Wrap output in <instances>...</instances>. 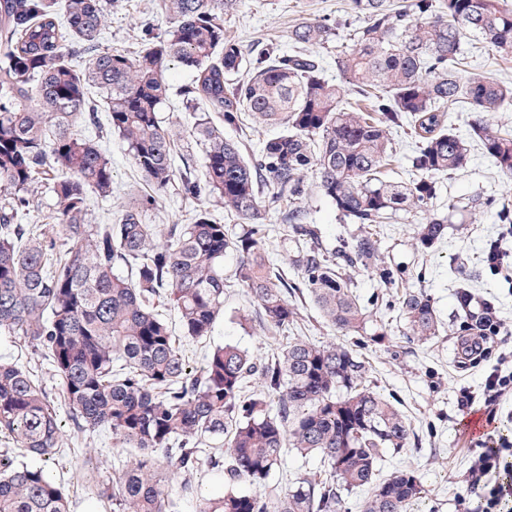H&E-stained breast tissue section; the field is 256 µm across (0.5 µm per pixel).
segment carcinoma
<instances>
[{
    "label": "carcinoma",
    "mask_w": 512,
    "mask_h": 512,
    "mask_svg": "<svg viewBox=\"0 0 512 512\" xmlns=\"http://www.w3.org/2000/svg\"><path fill=\"white\" fill-rule=\"evenodd\" d=\"M116 2L64 0L59 9L57 0H0V336L48 361L77 430L108 429L129 448L98 492L112 512H177L162 470L187 487L204 466L225 489L200 500L198 512H345V497L363 488L364 512H408L422 494L417 475L376 476L384 451L406 450L409 424L366 385L353 349L294 337L258 365L224 343L194 371L180 342L210 336L224 312L229 250L239 253L233 280L256 299L267 329L296 321L291 285L265 249L274 204L285 207L299 243L293 265L321 316L365 332L367 305L298 205L308 191L300 173L314 169L316 188L346 223L384 224L402 213L419 219L418 242L432 248L458 210L450 200L448 213L435 211V177L464 169L472 142L512 176V128L499 120L512 111V84L470 71L463 48L473 36L512 57V11L502 0H347L344 19L296 24L285 52L247 48L226 33L224 16L240 0H162L169 25L160 34L145 26L140 49L127 53L99 43ZM332 41L339 81L318 53ZM172 62L193 74L181 97L198 111L202 179L177 168L173 131L159 116L172 97ZM453 111L468 113L466 132ZM245 114L277 129L251 157L224 138ZM102 120L152 189L114 224L87 220L90 197L112 198V159L75 130ZM403 125L415 139L412 177L387 178L393 130ZM38 183L59 211L54 223L30 228L20 219ZM174 185L187 198L222 200L244 228L206 210L188 224L144 223ZM378 261L377 241L360 233L346 262ZM400 317L421 340L439 330L422 290L402 295ZM254 373L263 390L246 393ZM60 436L43 384L0 358V439L12 444L0 448V512H70L64 487L42 467L62 454ZM290 451L316 455L320 469L263 496L235 489L266 480Z\"/></svg>",
    "instance_id": "obj_1"
}]
</instances>
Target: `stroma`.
Wrapping results in <instances>:
<instances>
[{
    "label": "stroma",
    "mask_w": 512,
    "mask_h": 512,
    "mask_svg": "<svg viewBox=\"0 0 512 512\" xmlns=\"http://www.w3.org/2000/svg\"><path fill=\"white\" fill-rule=\"evenodd\" d=\"M344 3L345 0H241L237 12L225 17L224 25L243 45L259 41L284 47L293 25L305 19L343 16ZM144 20L151 22L155 31L166 28L160 0H122L107 20L101 46L128 53L137 51L142 37L140 23ZM102 141L112 155L113 193L108 200L91 199L88 218L93 224L114 223L124 205L140 199L148 190L122 143L110 135L103 136ZM302 177L309 191L300 204L316 227L323 248L332 253L342 250L358 235L357 225L340 220L335 206L316 189L313 170L303 171ZM486 195L501 196L505 204L512 206V176L500 173L476 146L466 168L438 179V211L447 212L452 200L460 211L455 224L449 225L447 236L433 248H420L416 224L404 215H396L386 224L370 225L383 265L391 270L395 282L386 285L374 270L359 265L347 267L355 290L374 313L362 335L343 334L324 322L304 293L289 298L298 310L294 325L285 332L268 333L259 323L255 299L245 289L231 286L224 291V314L217 320L210 340L183 344L186 362L193 369H200L210 345L224 342L246 349L259 364L291 337L351 346L365 361L371 386L396 401L410 425L407 451L387 454L379 468V479H388L402 470L415 472L424 492L410 512H480L477 497L462 495L471 460L490 437L512 439V402L489 404L481 398L489 362L462 365L456 350L467 323L459 297L467 291L476 301L493 304L501 325L493 353L512 361V265L493 272L483 262L486 243L497 238L502 226L495 211L467 210L474 199ZM202 208L222 223L232 221L222 203L204 197L187 198L174 188L167 191L156 208L145 212L143 220L158 225L185 224ZM266 222L271 259L290 279H297L298 272L292 266L294 245L286 234L282 214L270 210ZM409 289L424 290L433 298L440 319L437 336L425 341L406 336L399 302ZM1 355L12 358L43 382L63 424L64 453L49 470L65 487L70 512H112L93 487L110 479L112 470L104 458L118 448V438L107 430L74 429L48 365L31 348L4 336L0 338ZM465 391L476 395L473 409L488 421L483 432L469 434L462 427L465 413L460 410L458 399ZM168 480L180 512H196L201 496L222 489L214 473L205 468L194 474L187 486L177 474H169Z\"/></svg>",
    "instance_id": "1"
}]
</instances>
